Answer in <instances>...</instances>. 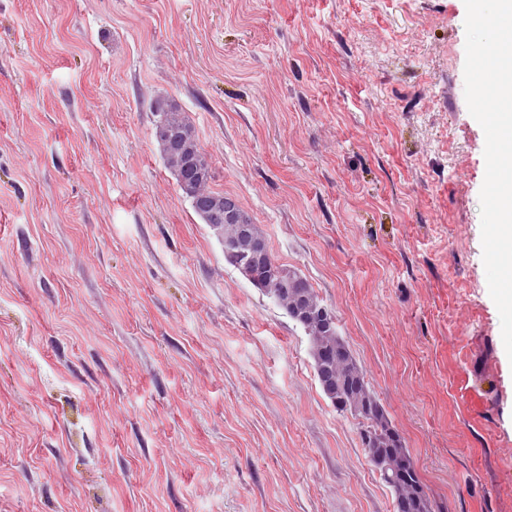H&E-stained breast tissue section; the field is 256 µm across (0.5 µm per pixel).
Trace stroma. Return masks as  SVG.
<instances>
[{
  "label": "stroma",
  "instance_id": "1",
  "mask_svg": "<svg viewBox=\"0 0 512 512\" xmlns=\"http://www.w3.org/2000/svg\"><path fill=\"white\" fill-rule=\"evenodd\" d=\"M465 16L0 0V512H394L302 328L178 192L160 102L335 312L440 512H512Z\"/></svg>",
  "mask_w": 512,
  "mask_h": 512
}]
</instances>
